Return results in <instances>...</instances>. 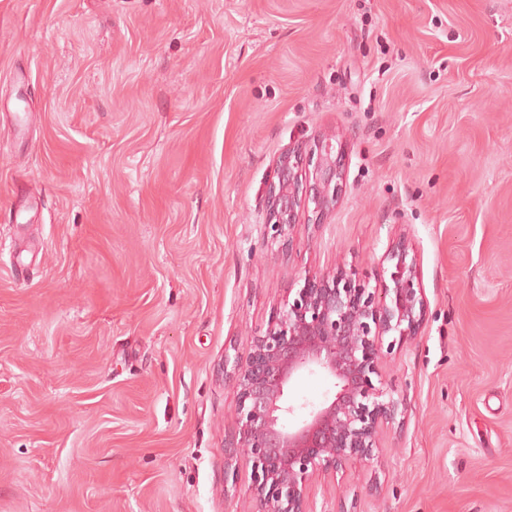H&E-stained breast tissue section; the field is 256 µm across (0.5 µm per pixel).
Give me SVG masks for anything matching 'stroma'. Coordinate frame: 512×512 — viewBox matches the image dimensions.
Returning a JSON list of instances; mask_svg holds the SVG:
<instances>
[{"mask_svg": "<svg viewBox=\"0 0 512 512\" xmlns=\"http://www.w3.org/2000/svg\"><path fill=\"white\" fill-rule=\"evenodd\" d=\"M322 132L345 193L285 252L265 188ZM400 236L403 423L307 492L512 512V0H0V512H253L225 358Z\"/></svg>", "mask_w": 512, "mask_h": 512, "instance_id": "35a3bbf8", "label": "stroma"}]
</instances>
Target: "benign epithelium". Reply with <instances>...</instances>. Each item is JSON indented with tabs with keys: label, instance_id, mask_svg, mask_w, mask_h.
<instances>
[{
	"label": "benign epithelium",
	"instance_id": "obj_1",
	"mask_svg": "<svg viewBox=\"0 0 512 512\" xmlns=\"http://www.w3.org/2000/svg\"><path fill=\"white\" fill-rule=\"evenodd\" d=\"M347 142L319 134L276 161L265 190L271 239L292 248L299 209L311 204L316 223L336 208L345 187ZM388 279L370 286L368 271L339 267L308 274L235 358V428L224 480L251 470L248 486L257 512H316L307 484L319 472L350 461L378 459L380 437L403 413L398 390L383 378L384 360L418 335L428 304L418 259L404 238L384 254ZM319 371L335 391L321 406L289 424L288 389L304 372Z\"/></svg>",
	"mask_w": 512,
	"mask_h": 512
}]
</instances>
